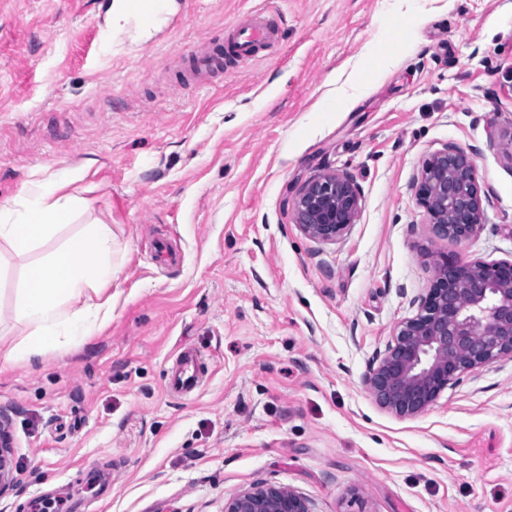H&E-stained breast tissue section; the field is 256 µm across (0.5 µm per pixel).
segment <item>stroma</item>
<instances>
[{
  "mask_svg": "<svg viewBox=\"0 0 512 512\" xmlns=\"http://www.w3.org/2000/svg\"><path fill=\"white\" fill-rule=\"evenodd\" d=\"M107 0H0V202L64 168L122 258L112 317L41 362L0 368L17 483L0 512H224L258 483L312 512H512V357L400 418L364 383L443 251L512 258V0H176L144 42L100 41ZM264 9L246 66L231 26ZM220 68L195 74L199 53ZM472 157L482 231L435 235L424 159ZM359 185L318 243L292 198ZM198 354L199 387L167 374ZM361 200V189L354 179L334 171L306 181L295 194L292 209L306 236L331 243L355 224ZM197 354L190 349L180 352L171 373L168 391L178 396L193 392L199 385Z\"/></svg>",
  "mask_w": 512,
  "mask_h": 512,
  "instance_id": "stroma-1",
  "label": "stroma"
}]
</instances>
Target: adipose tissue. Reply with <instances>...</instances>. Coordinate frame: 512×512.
Returning <instances> with one entry per match:
<instances>
[{
  "instance_id": "adipose-tissue-1",
  "label": "adipose tissue",
  "mask_w": 512,
  "mask_h": 512,
  "mask_svg": "<svg viewBox=\"0 0 512 512\" xmlns=\"http://www.w3.org/2000/svg\"><path fill=\"white\" fill-rule=\"evenodd\" d=\"M174 7L173 0H112L107 13L113 34L129 31L145 41ZM79 177L64 170L0 203V253L24 262L11 309L0 312V323L20 326L22 336L13 340L0 332V361L43 358L62 342L90 336L112 313L111 301L100 298L117 271L111 226L95 220L68 238L60 236L84 208L82 199L68 191ZM35 251L40 257L34 261Z\"/></svg>"
}]
</instances>
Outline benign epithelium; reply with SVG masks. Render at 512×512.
Here are the masks:
<instances>
[{"label":"benign epithelium","mask_w":512,"mask_h":512,"mask_svg":"<svg viewBox=\"0 0 512 512\" xmlns=\"http://www.w3.org/2000/svg\"><path fill=\"white\" fill-rule=\"evenodd\" d=\"M361 200L354 179L334 171L306 181L292 209L306 236L331 243L356 222ZM416 200L440 238L467 242L484 226L487 191L463 149L447 147L423 161ZM511 356L512 260H465L441 252L416 313L396 324L392 343L369 367L365 384L381 407L412 418L465 374ZM15 480L11 419L0 407V494ZM224 512L312 510L294 490L262 485L234 495Z\"/></svg>","instance_id":"7a95c632"}]
</instances>
